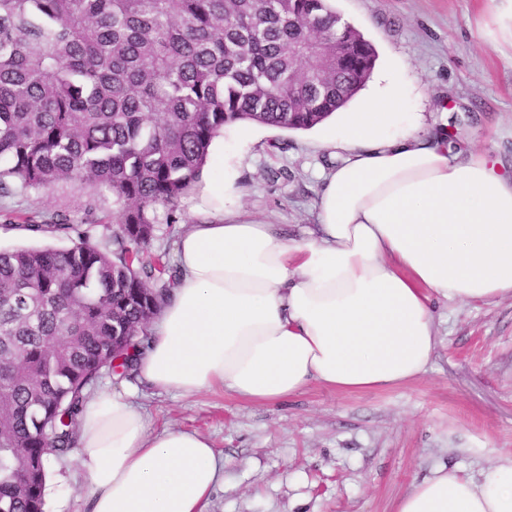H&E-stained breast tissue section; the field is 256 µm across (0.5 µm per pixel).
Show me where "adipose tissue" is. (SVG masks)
<instances>
[{
	"instance_id": "adipose-tissue-1",
	"label": "adipose tissue",
	"mask_w": 512,
	"mask_h": 512,
	"mask_svg": "<svg viewBox=\"0 0 512 512\" xmlns=\"http://www.w3.org/2000/svg\"><path fill=\"white\" fill-rule=\"evenodd\" d=\"M401 95L376 85L342 133L305 238L235 211L179 235L180 276L153 319L132 380L89 397L71 461L88 512H205L224 459L194 430H155L140 386L186 397L221 389L277 402L310 384L355 392L404 385L430 365L433 297H512V169L441 133L392 134ZM205 199L231 193L213 140ZM395 512H512V455L480 478L441 467Z\"/></svg>"
}]
</instances>
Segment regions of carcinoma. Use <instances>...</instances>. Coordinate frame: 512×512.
Returning a JSON list of instances; mask_svg holds the SVG:
<instances>
[{
	"label": "carcinoma",
	"mask_w": 512,
	"mask_h": 512,
	"mask_svg": "<svg viewBox=\"0 0 512 512\" xmlns=\"http://www.w3.org/2000/svg\"><path fill=\"white\" fill-rule=\"evenodd\" d=\"M342 60L336 62V49ZM376 51L328 0H0V199L77 183L116 228L0 209L65 249L0 250V512H46L48 465L178 274L149 246L176 224L213 139L253 122L308 130L345 107Z\"/></svg>",
	"instance_id": "1"
}]
</instances>
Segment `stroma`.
I'll return each mask as SVG.
<instances>
[{"instance_id":"obj_1","label":"stroma","mask_w":512,"mask_h":512,"mask_svg":"<svg viewBox=\"0 0 512 512\" xmlns=\"http://www.w3.org/2000/svg\"><path fill=\"white\" fill-rule=\"evenodd\" d=\"M342 22L377 51L358 108L382 76L402 89L400 133L449 129L512 163V40L489 0H330ZM340 129L330 117L307 131L241 123L224 130V163L235 190L205 214L236 210L280 225L299 239L315 221L322 176L338 156L322 140ZM88 190L64 184L21 200L25 211L82 216ZM437 343L430 366L394 388L341 392L318 384L280 403L230 393L191 398L144 391L154 429L207 436L224 458V482L206 512H393L413 479L442 464L472 477L512 455V297L434 302ZM489 452H466L465 442ZM47 512H85L83 480L67 460L50 475Z\"/></svg>"}]
</instances>
